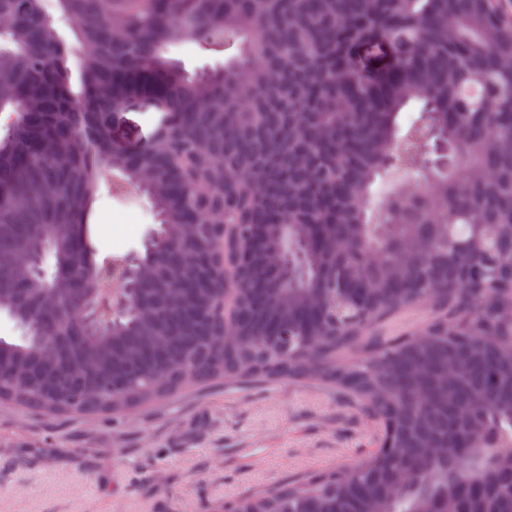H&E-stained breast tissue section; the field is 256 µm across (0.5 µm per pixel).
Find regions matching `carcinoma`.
<instances>
[{
	"label": "carcinoma",
	"mask_w": 512,
	"mask_h": 512,
	"mask_svg": "<svg viewBox=\"0 0 512 512\" xmlns=\"http://www.w3.org/2000/svg\"><path fill=\"white\" fill-rule=\"evenodd\" d=\"M0 0V405L121 417L193 386L318 380L378 428L346 468L224 512H512V18L500 0ZM237 56L189 74L169 48ZM386 49L377 81L350 65ZM157 104L140 143L115 109ZM420 104L400 133L399 112ZM434 144L438 159L424 147ZM402 181L374 216L372 186ZM159 218L96 260L101 177ZM290 255L288 271L272 266ZM54 272L44 268L47 256ZM424 335L365 346L423 301ZM234 335H224V326Z\"/></svg>",
	"instance_id": "obj_1"
}]
</instances>
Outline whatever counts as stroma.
Segmentation results:
<instances>
[{
  "label": "stroma",
  "mask_w": 512,
  "mask_h": 512,
  "mask_svg": "<svg viewBox=\"0 0 512 512\" xmlns=\"http://www.w3.org/2000/svg\"><path fill=\"white\" fill-rule=\"evenodd\" d=\"M100 180L98 257L143 253L158 226L139 189ZM375 423L314 381L213 385L128 414L55 418L0 406V512H220L225 500L364 458Z\"/></svg>",
  "instance_id": "obj_1"
}]
</instances>
